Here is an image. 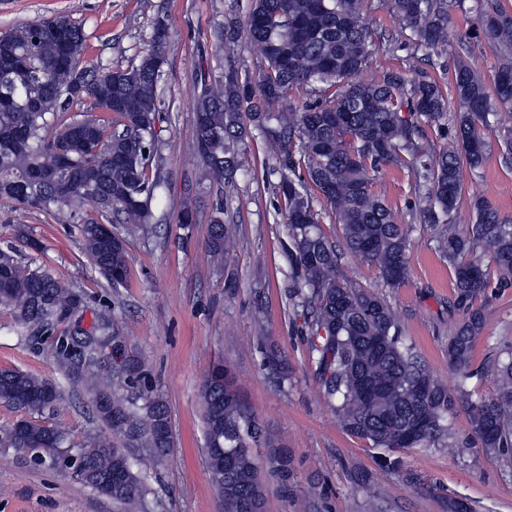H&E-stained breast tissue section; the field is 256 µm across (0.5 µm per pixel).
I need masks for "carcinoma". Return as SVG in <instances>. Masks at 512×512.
<instances>
[{
  "label": "carcinoma",
  "instance_id": "obj_1",
  "mask_svg": "<svg viewBox=\"0 0 512 512\" xmlns=\"http://www.w3.org/2000/svg\"><path fill=\"white\" fill-rule=\"evenodd\" d=\"M364 0H252L246 44L257 50L267 69L251 79L229 69L212 83L200 72L195 112V149L216 192V210L223 213L222 190L238 169L236 149L253 127L275 152L287 223L288 263L292 283L288 301L302 317L314 376L323 399L336 412L343 429L374 448H403L401 433L415 428L412 446L427 448L450 436L449 419L457 398L433 380L413 347L404 343L394 312L375 292L347 280L340 272L341 249L375 266L383 285L395 288L408 276L407 253L412 224H400L373 189V175L389 165L406 167L425 206L422 221L442 226L437 250L454 274V295L463 320L448 339V365L465 381L474 376V342L483 328L482 311L474 301L489 286L491 273L500 283H512V224H502L480 197L471 201L475 222L454 224L463 186V167H483L488 145L492 101L512 105V65L499 68L487 90L463 61L454 66V87L461 110L449 132L452 145L435 151L427 130L445 128L446 102L436 82L421 79L410 90V113H401L405 95L402 76L388 73L375 82L356 80L376 49L362 22ZM400 28L417 44L433 51L446 41L448 0H393ZM484 37L512 49V15L498 7L480 14ZM169 35H151L139 64L117 71L80 65L84 36L63 17L27 22L0 34V198L28 206L10 188L35 168L43 154L66 138L77 121L62 122L54 136L41 132L49 117L65 112L70 102L59 89L80 75L86 86L81 102L90 110L107 112L118 102L126 109L115 125L98 138L96 164L85 158L42 185L44 202L36 209L55 212L66 224H78L91 262L118 286L128 274L125 240L104 232L123 218L147 232L152 214L148 202L160 187L153 172L156 120L164 102L159 95L163 73L152 72L164 56ZM342 90L331 98L304 102L282 112L280 101L296 87ZM332 206L341 240L326 234L315 212L310 190ZM97 212L88 220L83 208ZM233 227L216 217L207 246L222 256ZM482 254H477V250ZM0 304L13 308L19 325L35 336L52 339L56 356L73 379L83 381L82 366L99 364L98 348L112 337L120 355L123 337L112 318L97 317L88 329L58 331L63 312L77 319L80 296L52 274L21 265L13 251H0ZM261 369L273 386L288 382V366L280 352L263 349ZM480 374L496 382V397L468 405L472 438L488 450L512 448V358L483 363ZM203 427L207 466L224 512H246L249 496H265L263 467L282 492H288V453L233 386L231 372L218 361L204 380ZM60 398L52 383L22 371L0 369V400L30 413H41ZM95 406L101 420L127 441L153 452L160 462L170 443L167 405L149 401L145 414L123 386L98 390ZM4 446L31 449V460L51 461L74 470L80 480L112 499L118 512H136L143 501L149 472L126 450L106 441L83 448L67 444L66 433L27 419L6 432ZM265 448L266 464L257 458ZM233 451L240 469L227 470L225 450Z\"/></svg>",
  "mask_w": 512,
  "mask_h": 512
}]
</instances>
